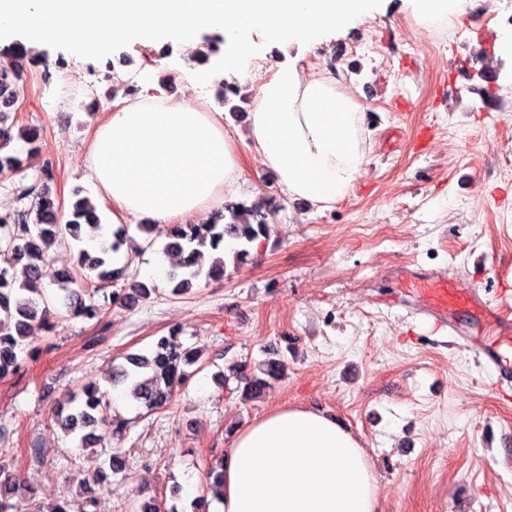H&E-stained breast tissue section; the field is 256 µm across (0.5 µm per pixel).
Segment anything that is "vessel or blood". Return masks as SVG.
<instances>
[{
  "label": "vessel or blood",
  "instance_id": "obj_1",
  "mask_svg": "<svg viewBox=\"0 0 512 512\" xmlns=\"http://www.w3.org/2000/svg\"><path fill=\"white\" fill-rule=\"evenodd\" d=\"M404 285L436 321L445 323L451 313L468 312L481 331L479 340L472 345L476 357L496 369L499 381L512 379V321L505 319L498 308L478 292L452 288L433 277L412 276L405 279Z\"/></svg>",
  "mask_w": 512,
  "mask_h": 512
}]
</instances>
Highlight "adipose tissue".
Returning a JSON list of instances; mask_svg holds the SVG:
<instances>
[{
    "label": "adipose tissue",
    "instance_id": "ef3b65f1",
    "mask_svg": "<svg viewBox=\"0 0 512 512\" xmlns=\"http://www.w3.org/2000/svg\"><path fill=\"white\" fill-rule=\"evenodd\" d=\"M376 0H0V35L53 43L94 61L114 44L175 39L196 51L201 33L235 46L225 73L255 80L253 34L280 48L314 46L371 17ZM250 147L290 196L329 209L351 193L366 162L364 115L336 77L278 66L255 80ZM89 159L112 221L161 226L237 195L242 163L224 115L184 100L116 96L91 133ZM210 512H380L375 471L362 441L334 415L279 408L236 430Z\"/></svg>",
    "mask_w": 512,
    "mask_h": 512
}]
</instances>
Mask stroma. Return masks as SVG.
<instances>
[{
  "instance_id": "1",
  "label": "stroma",
  "mask_w": 512,
  "mask_h": 512,
  "mask_svg": "<svg viewBox=\"0 0 512 512\" xmlns=\"http://www.w3.org/2000/svg\"><path fill=\"white\" fill-rule=\"evenodd\" d=\"M381 12L329 45L282 50L257 44L267 61L341 79L365 114V172L341 205L319 211L294 200L264 170L246 141L254 92L243 84L225 114L242 159L245 183L275 198L271 235L251 262L228 268L223 280L198 281L171 294L156 275L158 249L127 250L118 285L152 287L129 309L96 295L98 318L71 317L54 332L35 330V351L21 372L0 379V458L21 487L44 505L65 499L81 512V481L94 467L55 423L68 398L85 385L106 383L124 355L144 351L178 328L184 346L207 364L168 408L138 413L125 396L114 411L131 418L112 441L111 413L97 425L99 447L119 445L122 473L100 493V512H139L150 499L183 498L230 444L229 430L279 408L334 414L360 436L375 467L382 512H512V383L496 391L486 369L457 336L428 333L415 300L403 293L408 272L437 273L460 288L512 284V47L498 40L496 16L512 0H466L447 29H422L403 0H380ZM222 56L205 78L185 87L183 46L127 41L110 57L86 62L48 45L24 60L12 88L16 126L42 132L38 153L17 173H0V208H15L16 190L49 179L69 208L76 191L94 196L90 132L123 93L185 95L191 105L219 111ZM496 77L497 108L481 91L483 70ZM391 233L379 246L377 233ZM282 350L284 379L256 399L225 381L234 361L259 362L266 347Z\"/></svg>"
}]
</instances>
